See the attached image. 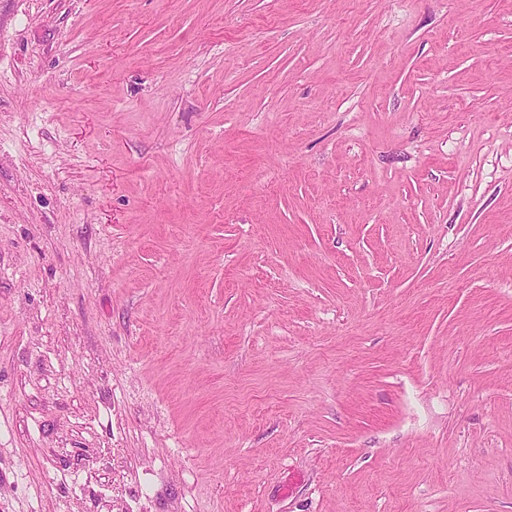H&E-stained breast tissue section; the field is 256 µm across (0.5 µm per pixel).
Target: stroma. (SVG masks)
Returning <instances> with one entry per match:
<instances>
[{"label": "stroma", "instance_id": "1", "mask_svg": "<svg viewBox=\"0 0 512 512\" xmlns=\"http://www.w3.org/2000/svg\"><path fill=\"white\" fill-rule=\"evenodd\" d=\"M0 512H512V0H0Z\"/></svg>", "mask_w": 512, "mask_h": 512}]
</instances>
